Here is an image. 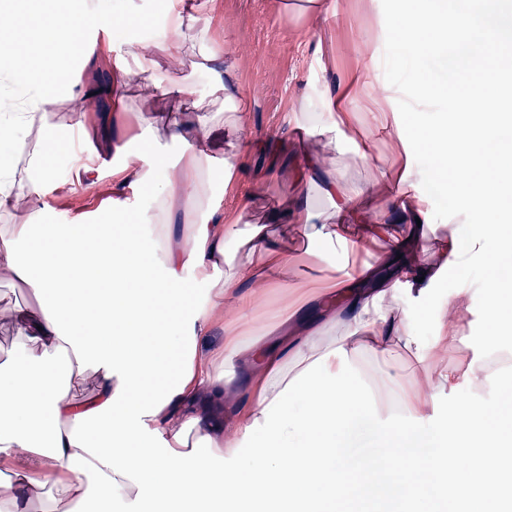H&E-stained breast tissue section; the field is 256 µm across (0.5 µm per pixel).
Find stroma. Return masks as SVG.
Masks as SVG:
<instances>
[{"label": "stroma", "mask_w": 512, "mask_h": 512, "mask_svg": "<svg viewBox=\"0 0 512 512\" xmlns=\"http://www.w3.org/2000/svg\"><path fill=\"white\" fill-rule=\"evenodd\" d=\"M322 2L323 13L315 18L285 13L284 0H179L177 8L185 19V36L171 42L165 23L157 33L146 36V43L170 47L169 52L157 56V65L148 74L138 73L127 52V40L116 38L109 42L98 37L92 45L91 67L74 74L70 100L46 112L42 122L23 135L16 160L22 170L28 168L41 147L45 132L66 130L67 143L52 156L49 180L42 193L26 199L23 211H0V227L23 223L27 214L38 209L44 210L50 224H117L121 217L112 210V198L120 191L128 207L141 218L139 234L145 252L153 261H161L150 220L156 206L155 189L165 182L163 172L154 171L147 183L118 188L112 169L123 162L124 151L114 150L104 141L92 150L85 147L76 130L74 106L82 104L93 116L102 117L104 100L90 97V90L109 84L114 71L128 70L125 140L133 149L145 140L163 143L169 159H177L181 144L170 142L164 127L143 128L140 111L145 107L167 111L166 92L181 81L190 83L196 95L209 94L212 74L202 62L207 50L216 44L223 49L218 68L228 71L248 103V130L239 133L224 126L214 132L209 149L215 158H231L236 177L228 186L221 170H214L212 201L229 209L237 207L242 199H249L238 226L240 236H247L252 225L263 224L270 237L287 246L292 263L288 273L290 288L287 294L269 296V303L291 307L300 302L311 285L341 280V271L350 262L344 251L326 252V261L317 262L315 254L325 251L323 243L289 233L285 217L273 213L279 203L292 198L294 183L305 164V152H322L326 140L325 135L309 136L298 130L292 103L311 91L335 97L337 105L369 132L368 145L377 165L408 169L416 183L421 180V172L411 150L403 149L392 130L377 124L370 111L374 96L386 93L392 101L400 99L398 90L384 75L386 31L381 0ZM197 17L208 20L206 35H199L194 26ZM495 142L501 160L497 171L487 177V189L505 203L512 200V122L498 124ZM88 166L97 170L96 184L89 191L81 181ZM270 169L275 175L269 179L265 173ZM486 277L485 268L474 261L444 269L423 294L397 289L395 314L410 316L415 332L431 339L439 334L436 311L447 304L450 296L461 295L458 330L445 347L438 349L436 366H466L480 350L487 325L483 288ZM39 302L30 285L0 269V353H36L35 344L23 338L14 312L19 308L37 309ZM503 393L497 382L477 389L464 377L455 388L439 391L438 413L418 425L414 452L424 456L435 453L442 443L443 424L461 400L475 397L494 403ZM347 417V427L337 437L342 462L370 461L379 451L376 420L359 410L349 411Z\"/></svg>", "instance_id": "35a3bbf8"}]
</instances>
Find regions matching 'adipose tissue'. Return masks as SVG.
Segmentation results:
<instances>
[{
  "label": "adipose tissue",
  "mask_w": 512,
  "mask_h": 512,
  "mask_svg": "<svg viewBox=\"0 0 512 512\" xmlns=\"http://www.w3.org/2000/svg\"><path fill=\"white\" fill-rule=\"evenodd\" d=\"M212 91L195 96L181 85L170 93L171 111L182 121L163 123L145 111L147 126L165 124L171 140L183 143L177 160L161 144L128 152L117 173L123 181L144 183L158 168L168 173L156 217L163 258L158 268L140 260L139 216L121 199L113 210L119 224L95 229L84 224H12L0 231V268L29 283L43 301L26 326L39 345L38 355H18L0 363V459L24 450L30 464L0 482V512H43L41 491L54 481L78 492L93 491L122 512H336L337 491L355 490L380 478L400 485L414 500L429 474L440 495L451 496L454 512H512V494L491 496L492 475L512 462V398L497 404L470 399L459 403L443 426L438 454L420 460L406 452L418 422L435 408L436 387L454 386L459 374L473 384L512 377V363L473 358L466 370L432 371L436 347L416 335L409 319L393 309L394 288L415 286L417 278L468 260L495 270L512 257V229L504 207L492 199L484 177L497 159L476 147L493 132L491 119L503 111L497 94L469 90L471 108L465 126L432 128L427 141L457 191L460 211L484 214L472 227L468 254L455 246V231L445 225L433 250L418 227L421 199L407 173L398 177L375 165L369 152L357 163L369 168L371 182L390 198L387 209L362 221L364 190L345 180L343 168L310 161L297 180L298 195L286 215L305 237L347 243L364 250L373 237L384 238L390 256L408 253L406 262L385 277L362 265L360 285L319 288L316 306L339 334L286 325L268 312L263 333H256L248 312L268 289L287 288L288 252L254 228L246 261L232 266L209 305H197L186 277L196 270L214 280L237 235L240 211L210 206L207 176L214 166L232 173L229 160H214L204 143L212 125L245 131L247 107L235 85L214 71ZM297 121L313 130L348 124L332 98L310 94L293 105ZM208 123L195 125L197 113ZM193 127L186 140L185 127ZM50 174L44 154L18 172L0 159V209H19ZM320 184L332 211L324 223L308 204V192ZM185 196L207 208L201 221H187L172 237L174 199ZM489 326L484 344L496 343L512 326V295L497 278L486 285ZM234 306L235 319L224 327L221 351L202 354L199 336L216 313ZM411 359L403 376L390 374L403 354ZM377 367L361 369L365 357ZM237 365L241 378L225 373ZM97 374L95 393L77 398L87 371ZM357 408L380 420L381 453L368 472L357 476L338 464L336 435L345 413ZM326 497L317 500L315 491Z\"/></svg>",
  "instance_id": "1"
}]
</instances>
